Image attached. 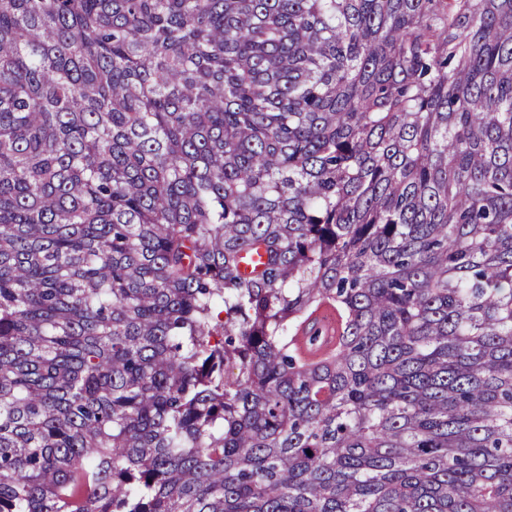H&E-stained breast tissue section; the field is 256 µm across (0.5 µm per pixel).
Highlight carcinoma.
I'll return each mask as SVG.
<instances>
[{"mask_svg": "<svg viewBox=\"0 0 512 512\" xmlns=\"http://www.w3.org/2000/svg\"><path fill=\"white\" fill-rule=\"evenodd\" d=\"M0 512H512V0H0ZM326 328L327 332L325 341L320 346H310L307 342L308 337L305 335L303 330H299L297 332L294 344L303 356L307 358H315L326 350L334 347L339 334L337 321H330L329 323H326Z\"/></svg>", "mask_w": 512, "mask_h": 512, "instance_id": "cac0c4a2", "label": "carcinoma"}]
</instances>
